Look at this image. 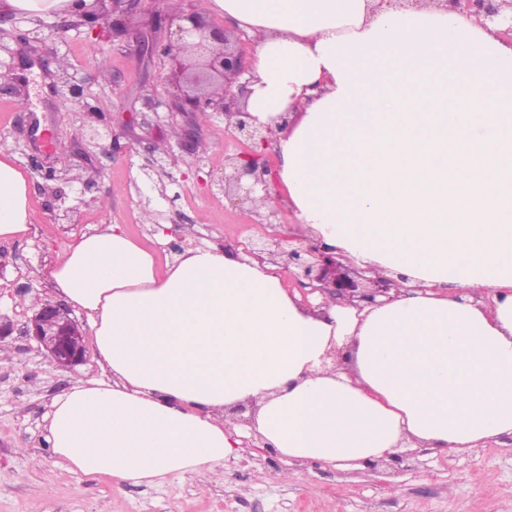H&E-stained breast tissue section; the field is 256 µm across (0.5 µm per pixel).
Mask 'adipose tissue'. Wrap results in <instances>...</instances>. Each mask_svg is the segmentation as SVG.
<instances>
[{"label":"adipose tissue","instance_id":"obj_1","mask_svg":"<svg viewBox=\"0 0 512 512\" xmlns=\"http://www.w3.org/2000/svg\"><path fill=\"white\" fill-rule=\"evenodd\" d=\"M259 33L248 109L307 106L279 142L300 224L389 296L310 310L269 266L207 246L158 272L118 224L46 276L88 317L102 376L58 396L67 470L153 482L237 457L257 431L288 460L460 453L512 434V46L472 17L366 0H205ZM30 231L27 182L0 153V240Z\"/></svg>","mask_w":512,"mask_h":512}]
</instances>
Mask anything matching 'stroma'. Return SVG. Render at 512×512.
Returning a JSON list of instances; mask_svg holds the SVG:
<instances>
[{"label":"stroma","mask_w":512,"mask_h":512,"mask_svg":"<svg viewBox=\"0 0 512 512\" xmlns=\"http://www.w3.org/2000/svg\"><path fill=\"white\" fill-rule=\"evenodd\" d=\"M43 20L42 54L59 53L85 82L88 102L115 125L128 118L133 124L119 136L121 152L93 153L87 164L69 151L86 116L48 95L40 68L32 70L28 97L0 93V151L24 174L30 204L28 235L0 241V314L14 323L0 342V512H512L511 434L465 453L417 448L346 468L290 464L272 449L245 448L222 469L189 481L168 475L133 483L65 469L46 440L47 414L55 397L101 370L91 356L71 369L56 367L25 335L33 309L59 299L47 267L97 224L122 225L161 270L177 258L173 244L241 247L268 227L210 190L225 158L243 150L223 118L202 127L204 158L196 166L179 145L178 116L142 105L143 96L162 90L168 63L142 66L133 35L97 47L54 28L52 15ZM33 122L38 132L31 136ZM51 168L61 179H45ZM86 181L93 187L85 193ZM67 205L76 209L70 222L61 218Z\"/></svg>","instance_id":"35a3bbf8"}]
</instances>
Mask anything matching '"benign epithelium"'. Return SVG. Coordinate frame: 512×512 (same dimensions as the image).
Returning <instances> with one entry per match:
<instances>
[{"instance_id":"1","label":"benign epithelium","mask_w":512,"mask_h":512,"mask_svg":"<svg viewBox=\"0 0 512 512\" xmlns=\"http://www.w3.org/2000/svg\"><path fill=\"white\" fill-rule=\"evenodd\" d=\"M141 0H91L79 11L55 15L54 25L64 30H85L97 42L130 32L134 18L141 11ZM447 10L475 17L478 24L502 39L512 42V0H431ZM147 35L142 37L140 51L152 58H167L172 68L170 90L166 91L170 110L193 121L212 116L224 117L225 130L247 150L224 160V174L217 190L242 211L258 209L260 196L272 194L271 168L265 150L276 133L288 129V114L279 120L263 123L247 110L250 79L249 62L227 30L217 26L203 13L189 7L175 14L150 12L142 21ZM17 45L38 51L41 37L31 29L11 36ZM42 73L51 79V92L65 104L76 105L90 120L77 131L74 149L85 154V142L109 145L120 150L113 135L112 119L84 101V87L74 75L60 65L58 55L39 57ZM26 57L0 40V74L11 80L8 88L19 93L27 89L29 79ZM243 252L260 263L278 264L285 259L284 269L300 287L303 298L315 293L322 298L359 300L367 304L385 296L391 280L376 279L372 287L364 286L362 277L352 276L337 259L334 249L323 245H293L292 239L278 233L268 234L243 248ZM25 333L44 351L50 362L70 368L85 361V347L79 343L83 332L77 320L61 303L45 302L33 311L25 325Z\"/></svg>"}]
</instances>
